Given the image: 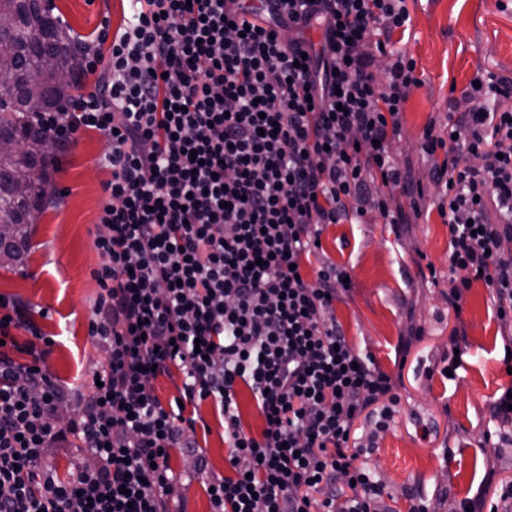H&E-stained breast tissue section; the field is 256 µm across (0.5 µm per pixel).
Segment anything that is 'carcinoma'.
<instances>
[{
    "mask_svg": "<svg viewBox=\"0 0 512 512\" xmlns=\"http://www.w3.org/2000/svg\"><path fill=\"white\" fill-rule=\"evenodd\" d=\"M51 10L50 0H0V12L16 16L14 31L0 33V141L14 144V152L0 154V223L13 226L15 245L6 257L11 262L22 260L31 230L29 211L44 207L52 186L45 178L17 194L6 177L31 163L47 168L50 156L33 151L36 139L48 137L35 127L34 117L83 90V84L73 81L80 65L78 44L66 28L49 27ZM43 38L52 42L47 51L39 46ZM59 72L67 73L66 83L55 82Z\"/></svg>",
    "mask_w": 512,
    "mask_h": 512,
    "instance_id": "carcinoma-1",
    "label": "carcinoma"
}]
</instances>
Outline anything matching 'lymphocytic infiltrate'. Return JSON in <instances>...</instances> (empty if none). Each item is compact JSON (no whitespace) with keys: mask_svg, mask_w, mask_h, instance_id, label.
<instances>
[{"mask_svg":"<svg viewBox=\"0 0 512 512\" xmlns=\"http://www.w3.org/2000/svg\"><path fill=\"white\" fill-rule=\"evenodd\" d=\"M129 4L83 49L95 91L37 118L60 146L90 129L108 142L89 326L107 363L76 396L47 350L24 364L0 351V512H173L175 450L207 474L212 512H379L385 486L355 423L387 428L396 380L336 321L344 272L311 280L302 265L322 225L370 210L400 221L368 202L364 174L401 184L391 146L419 80L387 37L410 23L405 0ZM378 52L391 59L382 81ZM467 97L448 137L421 145L450 232L448 304L461 313L480 279L512 321V81L480 78ZM175 369L181 404L168 408L152 382ZM239 382L260 434L243 427ZM207 400L228 476L197 446ZM70 437L84 457L62 480L45 450Z\"/></svg>","mask_w":512,"mask_h":512,"instance_id":"lymphocytic-infiltrate-1","label":"lymphocytic infiltrate"}]
</instances>
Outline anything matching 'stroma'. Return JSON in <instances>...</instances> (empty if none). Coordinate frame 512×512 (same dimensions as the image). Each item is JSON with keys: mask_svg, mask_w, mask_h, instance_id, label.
<instances>
[{"mask_svg": "<svg viewBox=\"0 0 512 512\" xmlns=\"http://www.w3.org/2000/svg\"><path fill=\"white\" fill-rule=\"evenodd\" d=\"M73 34L93 40L102 21L119 26L126 0H52ZM411 25L393 33L396 48L415 63L420 85L405 105L392 143L404 189L371 181L402 221L323 227L321 247L309 273L336 266L351 276V288L336 303L335 316L349 344L397 376L400 403L380 433L368 463L390 494L386 512H409V493L438 512H462L481 493L488 476L512 482V439L491 448L485 434L490 410L512 386L503 339L512 324L501 321L482 281H472L462 315L448 308V226L435 206L438 189L431 162L422 153L426 130L447 135L449 116L464 112V94L477 77L512 79V0H406ZM108 150L103 134L87 130L58 155L52 173L55 196L31 228L24 264L0 267V297L30 306L32 321L49 340L51 373L70 387L91 380L106 361L89 323L101 258L94 246L110 176L99 163ZM463 329L468 347L455 379L440 374L442 360ZM199 412L208 424L197 439L215 474L227 475L229 448L224 418L211 402Z\"/></svg>", "mask_w": 512, "mask_h": 512, "instance_id": "stroma-1", "label": "stroma"}]
</instances>
